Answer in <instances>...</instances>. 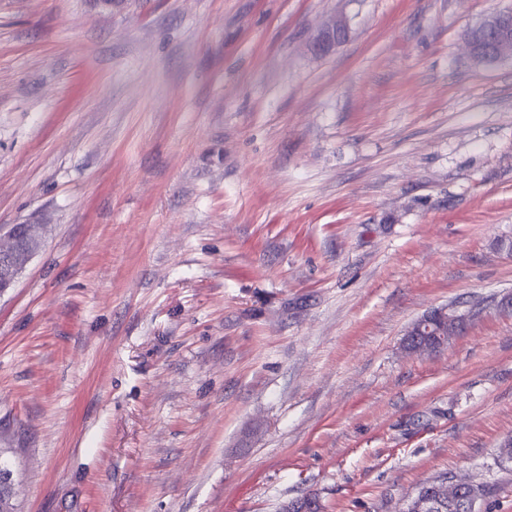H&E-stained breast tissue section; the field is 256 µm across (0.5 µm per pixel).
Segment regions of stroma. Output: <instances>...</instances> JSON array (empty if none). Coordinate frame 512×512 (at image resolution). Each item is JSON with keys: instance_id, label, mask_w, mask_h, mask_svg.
<instances>
[{"instance_id": "35a3bbf8", "label": "stroma", "mask_w": 512, "mask_h": 512, "mask_svg": "<svg viewBox=\"0 0 512 512\" xmlns=\"http://www.w3.org/2000/svg\"><path fill=\"white\" fill-rule=\"evenodd\" d=\"M510 7L0 0V230L44 228L0 296L20 512H400L444 473L512 512V61L464 46ZM464 319V315L457 314L449 308L448 312L441 309L426 313L407 330L404 345L409 350L437 351L441 349L452 336H456L461 332ZM432 326L437 328L436 336H434V330H432L424 336H434V339L425 340L421 343L419 334L425 330L430 331Z\"/></svg>"}]
</instances>
